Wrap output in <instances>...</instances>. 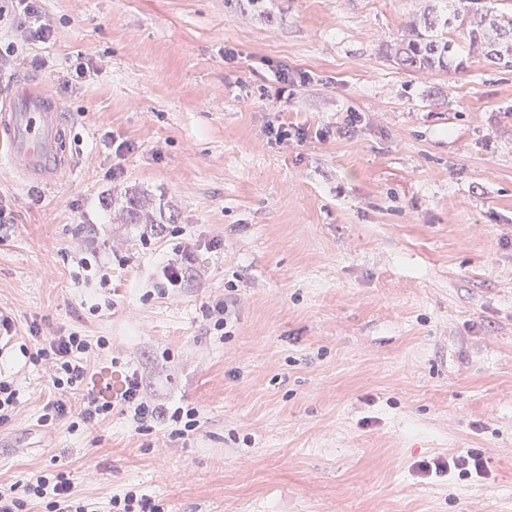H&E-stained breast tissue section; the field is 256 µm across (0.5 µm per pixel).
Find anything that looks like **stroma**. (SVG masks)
Masks as SVG:
<instances>
[{"label":"stroma","instance_id":"obj_1","mask_svg":"<svg viewBox=\"0 0 512 512\" xmlns=\"http://www.w3.org/2000/svg\"><path fill=\"white\" fill-rule=\"evenodd\" d=\"M420 6L45 0V65L0 68V99L22 80L54 95L73 170L35 189L0 167V312L22 335L106 338L72 405L134 371L201 426L176 442L118 413L41 426L53 389L0 350L20 399L0 484L66 471L79 495L136 487L165 512H512V68L388 60ZM284 66L308 82L278 103L261 90ZM350 112L352 135L317 138ZM278 118L305 141L269 143ZM116 140L134 151L115 157ZM130 185L176 225L121 223L110 197ZM180 241L195 274L158 293L154 263ZM83 246L126 256L109 287L78 266ZM228 297L223 335L205 309ZM471 448L486 476L419 469Z\"/></svg>","mask_w":512,"mask_h":512}]
</instances>
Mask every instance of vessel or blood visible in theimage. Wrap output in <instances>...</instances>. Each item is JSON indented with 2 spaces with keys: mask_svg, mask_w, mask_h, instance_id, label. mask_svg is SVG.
Returning <instances> with one entry per match:
<instances>
[{
  "mask_svg": "<svg viewBox=\"0 0 512 512\" xmlns=\"http://www.w3.org/2000/svg\"><path fill=\"white\" fill-rule=\"evenodd\" d=\"M0 162L40 186L57 182L70 171L57 100L23 84L0 103Z\"/></svg>",
  "mask_w": 512,
  "mask_h": 512,
  "instance_id": "1",
  "label": "vessel or blood"
}]
</instances>
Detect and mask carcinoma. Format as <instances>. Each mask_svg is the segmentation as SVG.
<instances>
[{
  "label": "carcinoma",
  "mask_w": 512,
  "mask_h": 512,
  "mask_svg": "<svg viewBox=\"0 0 512 512\" xmlns=\"http://www.w3.org/2000/svg\"><path fill=\"white\" fill-rule=\"evenodd\" d=\"M386 54L407 70L447 72L480 58L497 68H512V10L491 0H430ZM124 224H174L178 214L145 192L127 187L112 198Z\"/></svg>",
  "instance_id": "carcinoma-1"
}]
</instances>
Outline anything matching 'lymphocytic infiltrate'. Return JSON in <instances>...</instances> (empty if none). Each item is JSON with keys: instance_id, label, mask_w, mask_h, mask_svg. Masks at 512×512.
Here are the masks:
<instances>
[{"instance_id": "lymphocytic-infiltrate-1", "label": "lymphocytic infiltrate", "mask_w": 512, "mask_h": 512, "mask_svg": "<svg viewBox=\"0 0 512 512\" xmlns=\"http://www.w3.org/2000/svg\"><path fill=\"white\" fill-rule=\"evenodd\" d=\"M43 0H0V22L9 21L13 38L0 48V61L29 52L31 47L49 43L54 30L43 15ZM33 346L28 358L43 367L55 397L43 406L42 425L68 422L70 430H88L118 411L130 417L135 432L148 435L157 426H165L172 440L188 437L200 427V412L172 404L156 403L144 396L137 375L126 376L118 399L103 394H88L82 405L72 407L68 396L79 389L89 374L92 354L104 351V338L92 339L72 332L65 336H46L38 323L28 327ZM39 502L44 512H101L91 499L80 497L69 475L63 471L44 470L32 474L24 483L0 486V512H29L32 502Z\"/></svg>"}]
</instances>
